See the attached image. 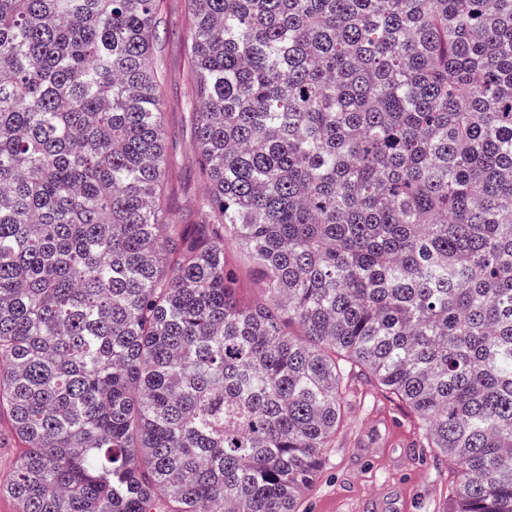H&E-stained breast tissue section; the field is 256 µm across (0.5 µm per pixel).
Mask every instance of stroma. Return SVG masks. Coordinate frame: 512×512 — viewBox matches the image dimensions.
Wrapping results in <instances>:
<instances>
[{
    "instance_id": "obj_1",
    "label": "stroma",
    "mask_w": 512,
    "mask_h": 512,
    "mask_svg": "<svg viewBox=\"0 0 512 512\" xmlns=\"http://www.w3.org/2000/svg\"><path fill=\"white\" fill-rule=\"evenodd\" d=\"M163 39L157 55L164 73L165 138L173 181L171 211L189 224L199 215L201 191L189 115L188 0H164ZM347 422L326 453L321 478L304 503L305 512H367L369 500L390 490L405 496L406 512H448L454 474L449 464L422 447L417 421L407 410L353 376Z\"/></svg>"
}]
</instances>
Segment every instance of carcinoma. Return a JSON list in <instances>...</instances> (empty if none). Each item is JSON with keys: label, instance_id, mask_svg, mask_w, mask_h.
Wrapping results in <instances>:
<instances>
[{"label": "carcinoma", "instance_id": "carcinoma-1", "mask_svg": "<svg viewBox=\"0 0 512 512\" xmlns=\"http://www.w3.org/2000/svg\"><path fill=\"white\" fill-rule=\"evenodd\" d=\"M160 13L0 0V495L300 512L357 368L512 512V0H190L195 224ZM236 288H238L239 298L245 303L252 304L260 298V284L252 267L248 265L238 267ZM0 430L5 436V441L0 447V477L8 476L14 467L20 445L10 436V425L7 417L0 419Z\"/></svg>", "mask_w": 512, "mask_h": 512}]
</instances>
